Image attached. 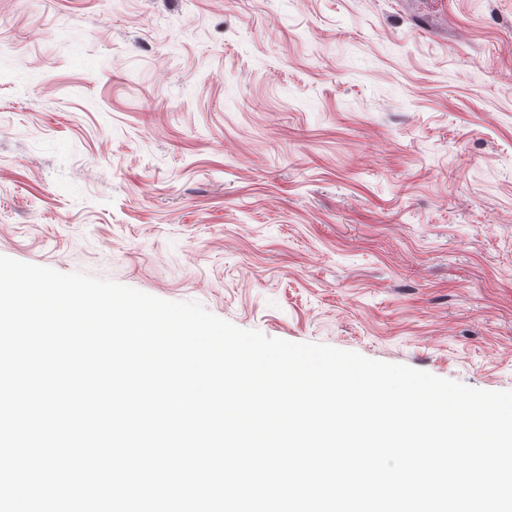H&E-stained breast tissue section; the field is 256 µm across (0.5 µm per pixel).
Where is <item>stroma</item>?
<instances>
[{"mask_svg": "<svg viewBox=\"0 0 512 512\" xmlns=\"http://www.w3.org/2000/svg\"><path fill=\"white\" fill-rule=\"evenodd\" d=\"M0 255L512 390V0H0Z\"/></svg>", "mask_w": 512, "mask_h": 512, "instance_id": "stroma-1", "label": "stroma"}]
</instances>
